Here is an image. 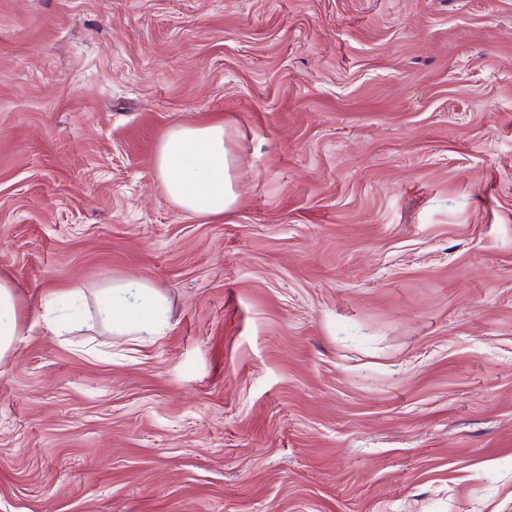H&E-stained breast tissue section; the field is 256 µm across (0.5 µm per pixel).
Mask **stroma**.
Returning a JSON list of instances; mask_svg holds the SVG:
<instances>
[{
    "mask_svg": "<svg viewBox=\"0 0 512 512\" xmlns=\"http://www.w3.org/2000/svg\"><path fill=\"white\" fill-rule=\"evenodd\" d=\"M0 279V512H512V0H0ZM234 163L224 147V124L178 123L160 142L156 174L169 198L185 213L222 214L232 209ZM18 335L17 301L14 287L0 280V359L11 353ZM102 290L99 317L112 322V331L149 338L163 335L165 307L147 280H127Z\"/></svg>",
    "mask_w": 512,
    "mask_h": 512,
    "instance_id": "1",
    "label": "stroma"
}]
</instances>
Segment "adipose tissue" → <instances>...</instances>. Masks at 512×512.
Returning a JSON list of instances; mask_svg holds the SVG:
<instances>
[{
    "label": "adipose tissue",
    "mask_w": 512,
    "mask_h": 512,
    "mask_svg": "<svg viewBox=\"0 0 512 512\" xmlns=\"http://www.w3.org/2000/svg\"><path fill=\"white\" fill-rule=\"evenodd\" d=\"M234 163L224 147L220 123L174 125L156 152V174L169 198L185 213L207 216L232 209ZM101 320L131 336L163 335L165 307L147 280L133 279L104 288Z\"/></svg>",
    "instance_id": "obj_1"
}]
</instances>
